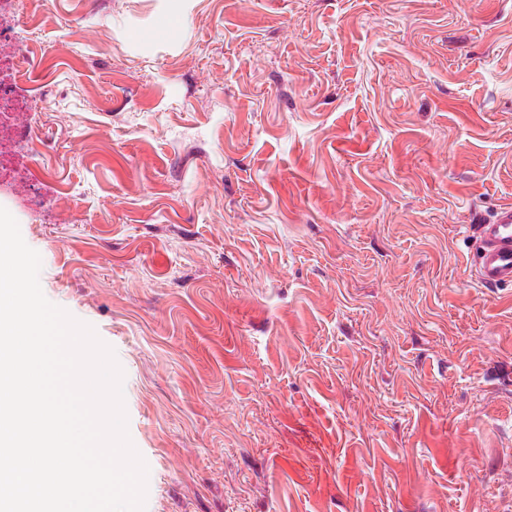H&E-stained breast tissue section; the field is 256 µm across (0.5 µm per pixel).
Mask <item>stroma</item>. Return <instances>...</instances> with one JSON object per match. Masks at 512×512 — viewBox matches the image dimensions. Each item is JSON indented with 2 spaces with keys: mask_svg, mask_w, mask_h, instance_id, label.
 <instances>
[{
  "mask_svg": "<svg viewBox=\"0 0 512 512\" xmlns=\"http://www.w3.org/2000/svg\"><path fill=\"white\" fill-rule=\"evenodd\" d=\"M0 197L124 371L146 512H512V0H24ZM14 28L0 23V192L12 196L23 208L31 213L38 211V201L28 188L12 179L14 158L13 148L20 143L32 142L35 126L31 112L37 103L33 99L21 98L13 77L1 78V69L15 75L26 69L29 57L26 52L15 48ZM14 47L13 53L6 50ZM476 248L471 276L480 288L512 287V203L499 206L490 219L472 213L464 226Z\"/></svg>",
  "mask_w": 512,
  "mask_h": 512,
  "instance_id": "35a3bbf8",
  "label": "stroma"
}]
</instances>
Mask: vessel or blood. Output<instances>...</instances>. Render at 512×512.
Returning <instances> with one entry per match:
<instances>
[{
  "label": "vessel or blood",
  "instance_id": "b4317fda",
  "mask_svg": "<svg viewBox=\"0 0 512 512\" xmlns=\"http://www.w3.org/2000/svg\"><path fill=\"white\" fill-rule=\"evenodd\" d=\"M476 248L471 276L478 287H512V203L499 206L492 217L472 213L465 227Z\"/></svg>",
  "mask_w": 512,
  "mask_h": 512
}]
</instances>
